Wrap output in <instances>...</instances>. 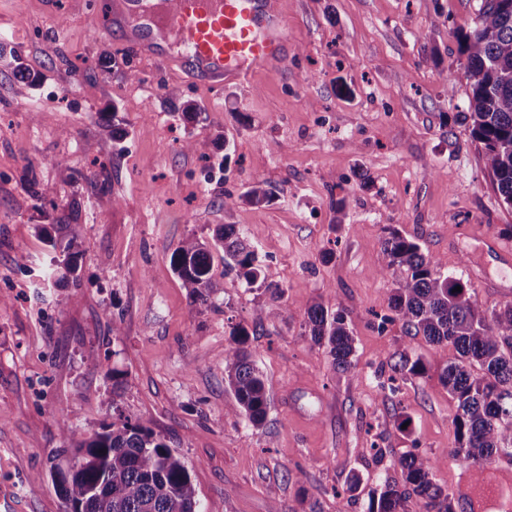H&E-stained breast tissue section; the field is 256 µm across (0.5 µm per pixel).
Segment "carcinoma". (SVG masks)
<instances>
[{"mask_svg": "<svg viewBox=\"0 0 512 512\" xmlns=\"http://www.w3.org/2000/svg\"><path fill=\"white\" fill-rule=\"evenodd\" d=\"M465 58L471 138L480 144L494 189L512 208V0H482L474 25L451 31ZM47 242L63 259L54 268L77 271L81 254L77 235L54 236L43 228ZM384 240L383 275H398L390 309L407 333L422 335L434 346L456 352L440 374L441 383L457 402L454 418L457 447L452 456L468 465L488 466L501 453H512V305L488 312L462 280L442 276L439 260L389 226ZM224 250V267L245 283L278 291L267 282L253 247L233 224L222 226L214 242L191 237L170 255V264L193 302L205 306L218 288L211 274V249ZM461 291H455L456 287ZM310 339L326 345L336 371L355 374L354 337L343 311L315 303L305 320ZM250 332L237 323L224 349V384L231 401L227 413L259 427L266 419L270 397L256 369L249 346ZM390 382L425 374L419 356L399 353ZM125 373L112 369V422L84 437L68 421L59 423L70 447L55 457L74 462L59 481L66 512H200L185 462L164 438L120 413L117 397ZM402 482L385 478L369 496L365 512H408L415 497L426 512H454L453 498L434 479L436 463L414 447L399 460Z\"/></svg>", "mask_w": 512, "mask_h": 512, "instance_id": "carcinoma-1", "label": "carcinoma"}]
</instances>
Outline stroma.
Wrapping results in <instances>:
<instances>
[{"instance_id": "35a3bbf8", "label": "stroma", "mask_w": 512, "mask_h": 512, "mask_svg": "<svg viewBox=\"0 0 512 512\" xmlns=\"http://www.w3.org/2000/svg\"><path fill=\"white\" fill-rule=\"evenodd\" d=\"M106 2L0 0V489L23 512H64L49 464L65 445L58 422L89 435L117 405L182 457L201 512H364L412 447L436 462L455 512H499L473 499L484 471L450 455L457 403L439 375L453 347L390 320L395 278L379 274L392 226L483 309L512 304V255L492 248L512 247V209L461 117L469 88L450 34L481 0H272L285 60L221 88L142 54ZM256 183L270 203L240 201ZM59 224L83 252L77 275L49 279L41 230ZM224 224L282 297L249 288L217 249V293L206 306L188 296L170 254ZM315 303L345 311L355 375L306 336ZM238 322L255 331L270 397L260 428L224 410ZM403 350L427 372L389 385Z\"/></svg>"}]
</instances>
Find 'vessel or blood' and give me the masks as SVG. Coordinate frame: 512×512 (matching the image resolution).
<instances>
[{
    "instance_id": "1",
    "label": "vessel or blood",
    "mask_w": 512,
    "mask_h": 512,
    "mask_svg": "<svg viewBox=\"0 0 512 512\" xmlns=\"http://www.w3.org/2000/svg\"><path fill=\"white\" fill-rule=\"evenodd\" d=\"M111 8L144 53L218 86L284 53L272 0H112Z\"/></svg>"
}]
</instances>
